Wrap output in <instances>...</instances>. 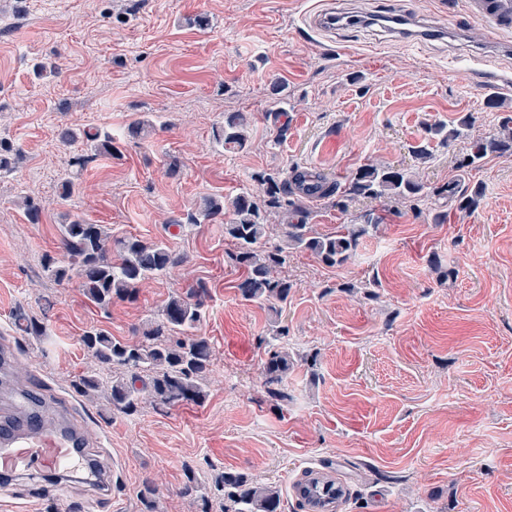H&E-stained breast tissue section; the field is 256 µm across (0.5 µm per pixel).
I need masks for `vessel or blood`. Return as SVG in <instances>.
Returning a JSON list of instances; mask_svg holds the SVG:
<instances>
[{"mask_svg":"<svg viewBox=\"0 0 512 512\" xmlns=\"http://www.w3.org/2000/svg\"><path fill=\"white\" fill-rule=\"evenodd\" d=\"M466 10L481 23L488 40L512 32V0H466ZM84 434L83 427L48 426L30 413H1L0 470L14 475L80 470L75 448Z\"/></svg>","mask_w":512,"mask_h":512,"instance_id":"b4317fda","label":"vessel or blood"}]
</instances>
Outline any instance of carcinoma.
I'll use <instances>...</instances> for the list:
<instances>
[{
    "instance_id": "1",
    "label": "carcinoma",
    "mask_w": 512,
    "mask_h": 512,
    "mask_svg": "<svg viewBox=\"0 0 512 512\" xmlns=\"http://www.w3.org/2000/svg\"><path fill=\"white\" fill-rule=\"evenodd\" d=\"M470 120L464 116L451 128L434 124L427 129V142L413 148L415 158L426 163L432 157L429 142L448 143L465 136ZM247 117L242 112L224 114V126L217 133L218 142L243 149L248 144ZM489 155L512 156V131L508 126L500 131L473 140L469 151L459 160L460 168H476ZM21 159L20 151L0 139V171L8 170ZM253 181L261 187L254 195L243 192L231 199L207 196L201 200L198 213L188 214L187 221L198 218L214 220L228 217L224 236L231 239L234 249L229 259L243 270L238 284L242 297L249 301L288 302L293 284L280 275L288 262V250L307 251L329 267L344 264L356 250L359 238L380 225V217L366 213L361 224H341L336 231L321 234L307 223V211L302 198H341V209L350 202L370 199L380 202L415 201L425 196V183L413 172L391 165L368 164L347 177L345 183L328 182L317 174L294 169L291 178L278 171L257 172ZM434 193L455 200L461 211H474L483 197L482 188L459 189L452 181L434 189ZM284 218L279 225L283 243L272 248L263 245L272 225L271 213ZM186 257L162 241L144 242L134 237L114 238L102 224H89L73 219L60 227L59 256H45L44 271L60 281L77 278L84 294L99 308L112 307V301L133 297L148 280L169 273L184 265ZM207 286L199 282L189 295H172L159 317L145 323L141 340H119L101 329L90 328L82 342L94 360L107 367L124 371L108 382L94 376H83L76 384L85 397L103 396L112 413L131 415L139 411L143 400L155 407H174L180 403H202L207 396L208 375L212 367L213 350L206 338L195 334L201 318ZM18 328L27 336H43L46 315L37 316L21 310L16 313ZM292 359L285 349L272 350L263 367L266 392L283 399V386L288 378ZM341 484L327 476L306 477L295 489L306 505H311V493L322 492L324 484ZM184 493L196 496L199 512H213V501H224V512H279L281 490L273 484H261L236 472L215 476L208 488H202L193 474H188Z\"/></svg>"
}]
</instances>
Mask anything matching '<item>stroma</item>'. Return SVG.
I'll use <instances>...</instances> for the list:
<instances>
[{"mask_svg":"<svg viewBox=\"0 0 512 512\" xmlns=\"http://www.w3.org/2000/svg\"><path fill=\"white\" fill-rule=\"evenodd\" d=\"M327 12L336 25L319 23ZM389 12L444 19L447 34L400 41L372 23ZM228 112L250 118L244 150L215 140ZM466 114L469 138L512 118V47L490 45L464 0H0V138L23 154L0 172V345L14 349L0 406L31 386L46 394L28 399L30 412L53 417L58 399L74 401L93 471L112 473L106 492L84 471L0 476V512H142L147 482L158 512H196L181 493L187 474L206 485L224 471L277 485L282 512H309L295 485L310 474L344 486L336 512H512V157L457 169L469 138L432 142L423 165L411 154L427 126ZM139 120L149 135H130ZM92 127L112 136L113 157L95 155ZM64 128L74 142L60 141ZM75 155L87 166H72ZM379 163L431 188L480 185L484 197L470 213L434 195L418 212L305 200L322 233L368 212L382 221L339 267L290 251L279 312L241 296L222 222L184 221L203 197L258 192L259 171L297 166L342 182ZM67 179L81 185L70 198ZM25 196L40 223L27 220ZM439 211L446 223H434ZM76 215L188 262L100 309L41 263ZM375 277L370 299L362 285ZM199 281L198 333L213 348L203 404L125 416L77 392L102 372L85 330L136 340ZM44 298L46 335H21L16 311ZM275 343L294 362L284 401L262 385Z\"/></svg>","mask_w":512,"mask_h":512,"instance_id":"stroma-1","label":"stroma"}]
</instances>
